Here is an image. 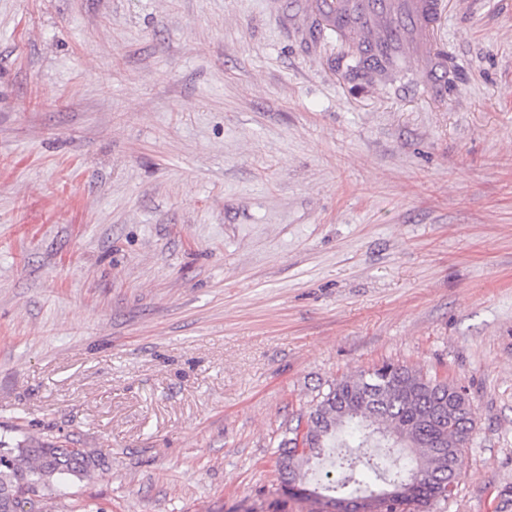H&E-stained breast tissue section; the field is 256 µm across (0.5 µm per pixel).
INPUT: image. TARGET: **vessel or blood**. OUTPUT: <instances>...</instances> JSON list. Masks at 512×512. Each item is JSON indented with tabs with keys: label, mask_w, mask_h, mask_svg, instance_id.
Wrapping results in <instances>:
<instances>
[{
	"label": "vessel or blood",
	"mask_w": 512,
	"mask_h": 512,
	"mask_svg": "<svg viewBox=\"0 0 512 512\" xmlns=\"http://www.w3.org/2000/svg\"><path fill=\"white\" fill-rule=\"evenodd\" d=\"M304 8L360 45L369 73H376L396 50L412 63L430 59L423 71L424 86L446 77V56L433 46L438 0H306Z\"/></svg>",
	"instance_id": "1"
}]
</instances>
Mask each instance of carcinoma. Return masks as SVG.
I'll list each match as a JSON object with an SVG mask.
<instances>
[{
	"mask_svg": "<svg viewBox=\"0 0 512 512\" xmlns=\"http://www.w3.org/2000/svg\"><path fill=\"white\" fill-rule=\"evenodd\" d=\"M433 383L407 365L384 362L330 385L307 418L302 448L286 433L277 444L284 481L310 482L313 461L343 448L315 480L311 512H340L389 485H409L412 493L379 503L377 512H420L449 497L452 491L436 478L461 467L474 419L469 407L444 400ZM107 466L97 451L60 440L27 437L12 447L0 441V512H40L44 490Z\"/></svg>",
	"mask_w": 512,
	"mask_h": 512,
	"instance_id": "cac0c4a2",
	"label": "carcinoma"
}]
</instances>
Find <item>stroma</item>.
I'll list each match as a JSON object with an SVG mask.
<instances>
[{
    "mask_svg": "<svg viewBox=\"0 0 512 512\" xmlns=\"http://www.w3.org/2000/svg\"><path fill=\"white\" fill-rule=\"evenodd\" d=\"M289 0H0V440L49 512H308L279 436L382 362L475 429L428 512H512V0H443L444 92ZM64 443L68 441L27 437L9 447L0 440V512L42 511L44 490L62 480L90 477L108 466L101 453Z\"/></svg>",
    "mask_w": 512,
    "mask_h": 512,
    "instance_id": "1",
    "label": "stroma"
}]
</instances>
